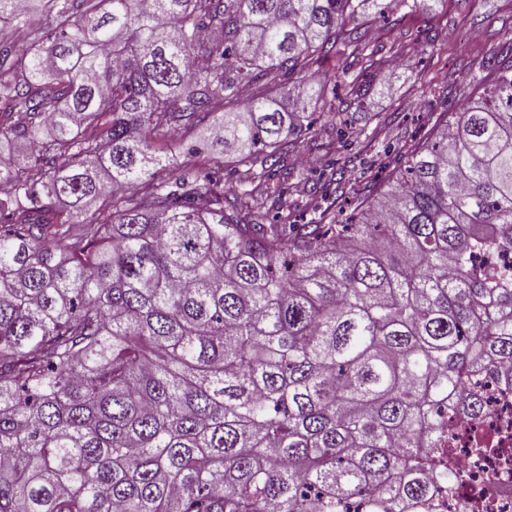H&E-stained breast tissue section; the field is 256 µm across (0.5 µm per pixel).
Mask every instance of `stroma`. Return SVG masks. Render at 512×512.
<instances>
[{"mask_svg": "<svg viewBox=\"0 0 512 512\" xmlns=\"http://www.w3.org/2000/svg\"><path fill=\"white\" fill-rule=\"evenodd\" d=\"M397 24L369 22L383 63L371 69L368 94L339 84L343 118L358 135L351 145L324 154L300 146L295 168L321 169L326 161L348 170L328 192L336 209L350 211L354 190L384 182L405 161V146L424 139L442 113L454 111L476 82H490L494 55L512 45V0H418Z\"/></svg>", "mask_w": 512, "mask_h": 512, "instance_id": "35a3bbf8", "label": "stroma"}]
</instances>
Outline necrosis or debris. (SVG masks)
I'll return each instance as SVG.
<instances>
[{
    "mask_svg": "<svg viewBox=\"0 0 512 512\" xmlns=\"http://www.w3.org/2000/svg\"><path fill=\"white\" fill-rule=\"evenodd\" d=\"M480 388L485 402L477 420H448L447 434L462 481L455 494L435 492L433 512H457L459 504L476 492L485 502L483 512H512V468L504 466L505 460H512V392L491 378L482 379ZM477 435L491 447L490 455L472 453Z\"/></svg>",
    "mask_w": 512,
    "mask_h": 512,
    "instance_id": "4bbe7bcc",
    "label": "necrosis or debris"
}]
</instances>
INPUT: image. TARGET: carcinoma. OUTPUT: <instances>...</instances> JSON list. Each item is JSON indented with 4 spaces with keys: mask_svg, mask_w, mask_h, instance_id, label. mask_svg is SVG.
<instances>
[{
    "mask_svg": "<svg viewBox=\"0 0 512 512\" xmlns=\"http://www.w3.org/2000/svg\"><path fill=\"white\" fill-rule=\"evenodd\" d=\"M407 6L0 0V512H431L453 490L442 423L512 369V64L351 216L291 224L270 186L325 61L367 91L358 21ZM200 129L238 149L232 188ZM163 134L195 157L174 177Z\"/></svg>",
    "mask_w": 512,
    "mask_h": 512,
    "instance_id": "1",
    "label": "carcinoma"
}]
</instances>
